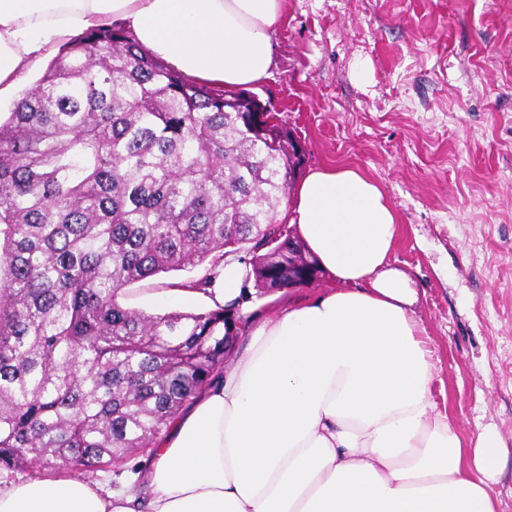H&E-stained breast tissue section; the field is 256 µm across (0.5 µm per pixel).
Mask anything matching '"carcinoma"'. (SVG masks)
Returning <instances> with one entry per match:
<instances>
[{"instance_id":"1","label":"carcinoma","mask_w":512,"mask_h":512,"mask_svg":"<svg viewBox=\"0 0 512 512\" xmlns=\"http://www.w3.org/2000/svg\"><path fill=\"white\" fill-rule=\"evenodd\" d=\"M244 89L195 82L121 24L62 47L0 122V471L93 473L154 447L224 367L236 303L148 313L120 302L224 256L259 294L314 282L288 263L278 207L304 158L260 134Z\"/></svg>"}]
</instances>
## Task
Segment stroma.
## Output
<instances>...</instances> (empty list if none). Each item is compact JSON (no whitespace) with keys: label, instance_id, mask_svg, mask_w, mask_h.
Wrapping results in <instances>:
<instances>
[{"label":"stroma","instance_id":"obj_1","mask_svg":"<svg viewBox=\"0 0 512 512\" xmlns=\"http://www.w3.org/2000/svg\"><path fill=\"white\" fill-rule=\"evenodd\" d=\"M255 85L307 147L385 191L435 364L431 399L464 447L495 430L512 512V0H288ZM171 272L126 289L150 313L212 307Z\"/></svg>","mask_w":512,"mask_h":512}]
</instances>
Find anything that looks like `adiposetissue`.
<instances>
[{"mask_svg": "<svg viewBox=\"0 0 512 512\" xmlns=\"http://www.w3.org/2000/svg\"><path fill=\"white\" fill-rule=\"evenodd\" d=\"M284 0H0V98L46 50L123 21L148 53L227 89L269 77ZM295 225L332 286L258 320L251 340L107 490L67 477L0 481V512H495L500 439L465 453L430 397L418 292L392 267L400 224L358 168L294 188Z\"/></svg>", "mask_w": 512, "mask_h": 512, "instance_id": "adipose-tissue-1", "label": "adipose tissue"}]
</instances>
